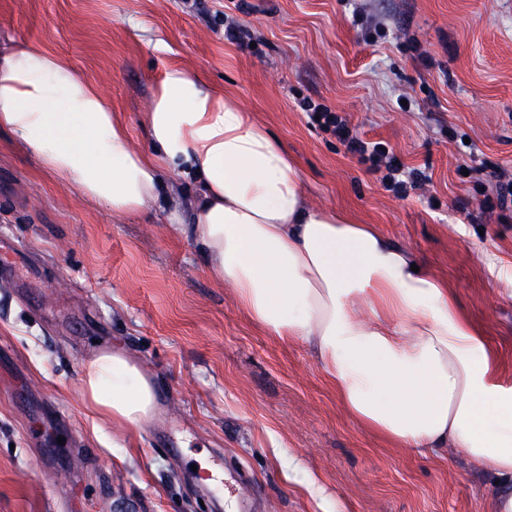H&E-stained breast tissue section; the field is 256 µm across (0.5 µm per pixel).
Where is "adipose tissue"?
I'll list each match as a JSON object with an SVG mask.
<instances>
[{"label": "adipose tissue", "mask_w": 512, "mask_h": 512, "mask_svg": "<svg viewBox=\"0 0 512 512\" xmlns=\"http://www.w3.org/2000/svg\"><path fill=\"white\" fill-rule=\"evenodd\" d=\"M142 121L147 151L63 58L25 39L0 47V128L18 146L116 215L157 203L166 171L196 172L192 215L172 220L251 321L306 342L361 427L431 457L464 450L495 477V512H512V387L447 283L376 225L309 205L281 143L199 74L169 68ZM81 385L117 432L153 415L154 383L122 351L86 360Z\"/></svg>", "instance_id": "1"}]
</instances>
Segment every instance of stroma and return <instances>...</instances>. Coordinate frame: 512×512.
Returning a JSON list of instances; mask_svg holds the SVG:
<instances>
[{"mask_svg":"<svg viewBox=\"0 0 512 512\" xmlns=\"http://www.w3.org/2000/svg\"><path fill=\"white\" fill-rule=\"evenodd\" d=\"M0 0V45L59 55L140 114L166 69L204 75L284 145L311 204L416 252L481 323L512 387V0ZM249 27L252 45L224 37ZM384 141L429 184L400 196L303 102ZM0 512H493L457 448H394L344 410L305 342L256 326L162 207L112 214L0 132ZM137 360L157 388L130 437L84 406L82 364ZM217 484H207L211 470Z\"/></svg>","mask_w":512,"mask_h":512,"instance_id":"1","label":"stroma"}]
</instances>
